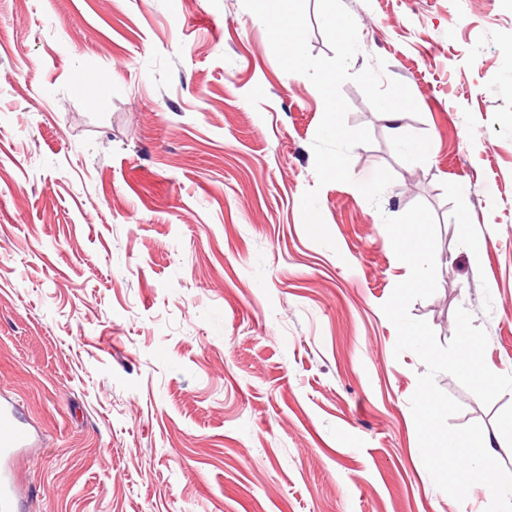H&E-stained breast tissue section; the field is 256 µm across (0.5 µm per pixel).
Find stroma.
<instances>
[{
  "label": "stroma",
  "instance_id": "1",
  "mask_svg": "<svg viewBox=\"0 0 512 512\" xmlns=\"http://www.w3.org/2000/svg\"><path fill=\"white\" fill-rule=\"evenodd\" d=\"M343 2L351 72L384 59L421 114L345 82L372 142L321 187L322 97L242 0H0V393L42 434L9 464L26 512H485L423 464L383 219L430 208L437 290L410 313L445 345L465 308L512 374V0ZM314 187L332 250L303 225ZM436 382L512 472V391Z\"/></svg>",
  "mask_w": 512,
  "mask_h": 512
}]
</instances>
